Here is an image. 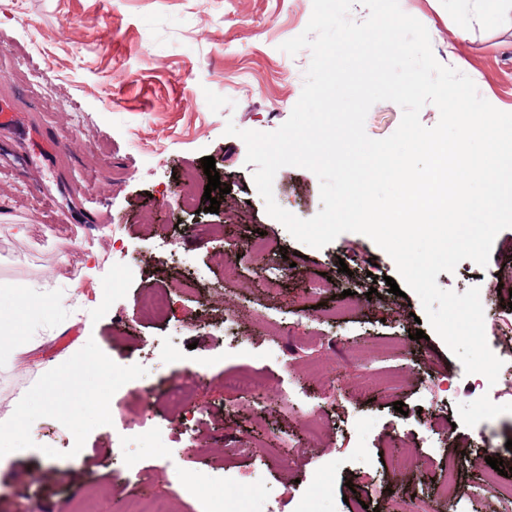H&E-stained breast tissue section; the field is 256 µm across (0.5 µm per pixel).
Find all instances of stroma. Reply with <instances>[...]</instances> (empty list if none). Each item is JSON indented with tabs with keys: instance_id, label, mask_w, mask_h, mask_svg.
I'll return each mask as SVG.
<instances>
[{
	"instance_id": "obj_1",
	"label": "stroma",
	"mask_w": 512,
	"mask_h": 512,
	"mask_svg": "<svg viewBox=\"0 0 512 512\" xmlns=\"http://www.w3.org/2000/svg\"><path fill=\"white\" fill-rule=\"evenodd\" d=\"M399 3L441 64L512 113L511 26L461 19L448 0ZM312 8L0 0V97L59 138L47 167L0 157V329L25 334L0 361V423L17 428L0 458V512H77L91 495L98 512L133 498L165 512H512V385L495 400L465 374L418 296L389 293L396 264L369 237L295 240L267 214L245 143L225 132L289 118L311 54L279 46ZM206 156L242 223L206 211ZM188 170L199 199L185 213ZM273 193L302 219L322 207L304 168L279 169ZM224 248L239 255L240 280H225ZM437 282L479 286L488 343H512L499 295L512 290V227L487 265L462 261ZM28 289L51 297L25 300ZM157 292L167 313L143 316L140 299ZM89 362L96 372L81 373ZM241 371L249 388L225 385ZM56 393L70 409L51 405ZM283 448L297 451L286 467ZM491 457L510 475L487 482ZM451 458L461 492L442 499Z\"/></svg>"
}]
</instances>
